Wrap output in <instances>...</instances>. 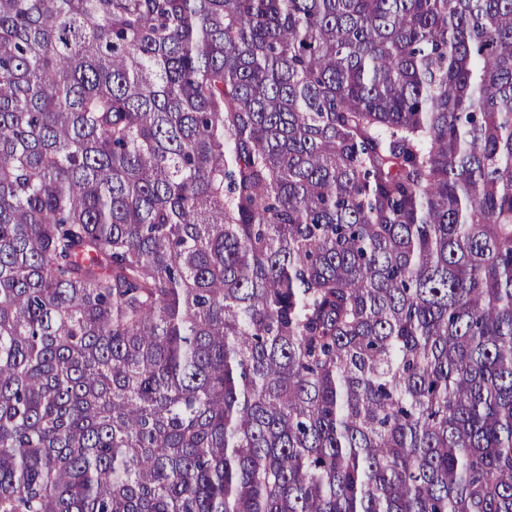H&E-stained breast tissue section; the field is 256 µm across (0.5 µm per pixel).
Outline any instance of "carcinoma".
Segmentation results:
<instances>
[{
    "instance_id": "1",
    "label": "carcinoma",
    "mask_w": 512,
    "mask_h": 512,
    "mask_svg": "<svg viewBox=\"0 0 512 512\" xmlns=\"http://www.w3.org/2000/svg\"><path fill=\"white\" fill-rule=\"evenodd\" d=\"M0 512H512V0H0Z\"/></svg>"
}]
</instances>
